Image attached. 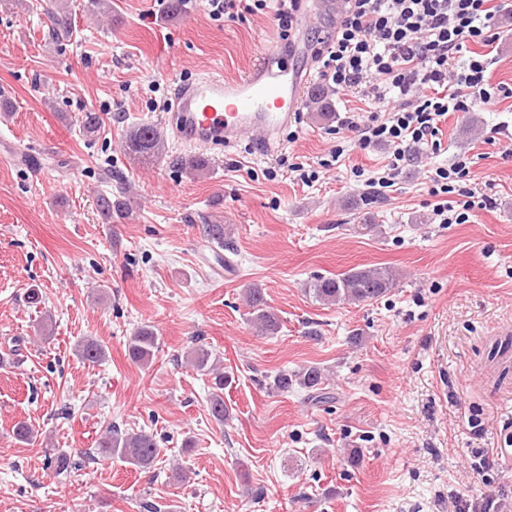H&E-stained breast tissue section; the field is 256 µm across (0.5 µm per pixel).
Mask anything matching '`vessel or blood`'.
Wrapping results in <instances>:
<instances>
[{"instance_id": "obj_1", "label": "vessel or blood", "mask_w": 512, "mask_h": 512, "mask_svg": "<svg viewBox=\"0 0 512 512\" xmlns=\"http://www.w3.org/2000/svg\"><path fill=\"white\" fill-rule=\"evenodd\" d=\"M308 54L298 43L287 54L265 49L239 77L208 73L180 82L170 113L177 142L228 149L257 132L261 138L254 150L272 153L283 131L295 122L314 77L312 67L301 62Z\"/></svg>"}]
</instances>
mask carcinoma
Returning a JSON list of instances; mask_svg holds the SVG:
<instances>
[{"label": "carcinoma", "mask_w": 512, "mask_h": 512, "mask_svg": "<svg viewBox=\"0 0 512 512\" xmlns=\"http://www.w3.org/2000/svg\"><path fill=\"white\" fill-rule=\"evenodd\" d=\"M69 5L63 4L58 13L53 15V26L48 36L54 42L70 38ZM103 118L97 112L86 111L81 118L80 129L88 136L99 131ZM128 150L140 157L151 156L157 159L167 157L165 139L154 124L143 123L131 134ZM170 164L182 170L201 172L206 169L204 160L196 157H175ZM98 207L102 215L110 219L114 216H128L127 201L114 200L102 194L98 199ZM203 236L207 242L224 247V225H202ZM397 285V274L389 266L353 268L329 278H318L309 285L308 292L323 305L341 303L369 302L384 296ZM246 306L249 308V321L260 336H276L281 330L279 317L269 308L262 289L251 288L246 294ZM158 349V336L154 329L145 325L137 329L128 340V355L136 363L148 364ZM76 354L85 362L97 363L105 357L104 347L96 340L88 338L77 345ZM213 353L200 345L193 348L188 359L199 372L214 375V387L209 399V411L213 419L224 421L227 409L224 406V374L218 371L212 360ZM278 393H286L295 389H304L311 393L314 400L320 402L329 398L326 391V377L318 367H308L300 371L278 373L271 385ZM97 455L94 459L106 461L118 459L136 468H149L159 457L156 436L153 432L141 429L133 432H121L110 427L97 442Z\"/></svg>", "instance_id": "obj_1"}]
</instances>
